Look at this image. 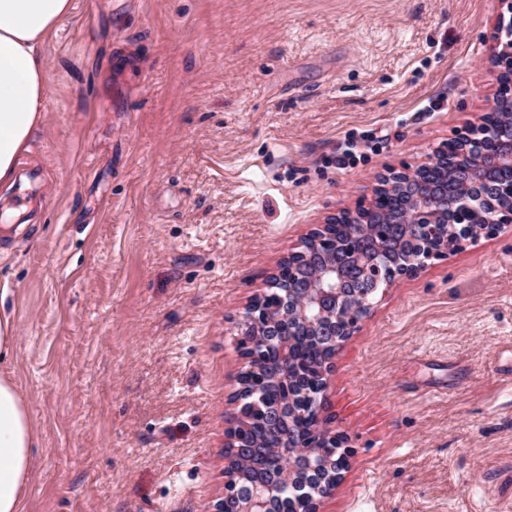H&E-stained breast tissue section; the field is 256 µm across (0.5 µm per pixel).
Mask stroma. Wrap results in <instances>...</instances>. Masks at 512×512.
I'll list each match as a JSON object with an SVG mask.
<instances>
[{"instance_id": "obj_1", "label": "stroma", "mask_w": 512, "mask_h": 512, "mask_svg": "<svg viewBox=\"0 0 512 512\" xmlns=\"http://www.w3.org/2000/svg\"><path fill=\"white\" fill-rule=\"evenodd\" d=\"M505 0H73L0 235L7 371L37 432L20 512H208L236 324L304 237L494 103ZM512 225L379 290L323 411L320 512H512Z\"/></svg>"}]
</instances>
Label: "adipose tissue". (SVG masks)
Listing matches in <instances>:
<instances>
[{
  "instance_id": "1",
  "label": "adipose tissue",
  "mask_w": 512,
  "mask_h": 512,
  "mask_svg": "<svg viewBox=\"0 0 512 512\" xmlns=\"http://www.w3.org/2000/svg\"><path fill=\"white\" fill-rule=\"evenodd\" d=\"M72 10V0H0V185L40 125L47 88L42 45ZM37 435L30 409L0 372V512H20Z\"/></svg>"
}]
</instances>
